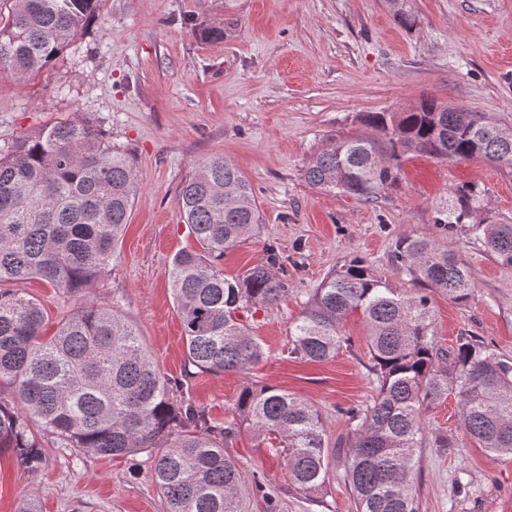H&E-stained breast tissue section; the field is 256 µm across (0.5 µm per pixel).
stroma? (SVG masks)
<instances>
[{"label":"stroma","mask_w":512,"mask_h":512,"mask_svg":"<svg viewBox=\"0 0 512 512\" xmlns=\"http://www.w3.org/2000/svg\"><path fill=\"white\" fill-rule=\"evenodd\" d=\"M409 6L416 21L406 28L387 0H103L99 17L39 74L0 75V146L76 117L129 151L138 196L116 261L84 299L115 303L169 378L186 377L188 363L168 269L175 253L198 247L180 214V184L196 161L213 155L230 159L251 184L263 222L225 254L224 273L264 263L273 244L288 259L290 291L250 320L265 351L253 370L187 377L192 400L214 424L232 418L244 387L274 386L318 409L337 442L344 409L364 407L376 394L365 319L355 312L343 321L346 342L322 363L290 355L291 325L310 292L354 257L390 287L415 293L417 282L391 264L403 236L436 241L473 272L469 303L431 296L438 344L449 349L469 334L512 357V267L436 222L452 188L474 183L485 191L489 217L512 224V166L412 151L398 181L371 201L319 191L303 176L332 139L369 134L366 113L403 112L425 95L512 120V0ZM196 25L226 33L203 40L191 32ZM19 287L42 305L46 333L73 311L41 280ZM226 450L281 501V512H355L342 459H330L315 504L291 484L285 458L248 429ZM45 454L30 471L0 450V512H17L26 494L41 512H165L149 454L84 456L50 444ZM413 490L420 512H512V458L471 444L425 448Z\"/></svg>","instance_id":"obj_1"}]
</instances>
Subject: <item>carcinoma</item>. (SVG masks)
I'll list each match as a JSON object with an SVG mask.
<instances>
[{"label":"carcinoma","instance_id":"1","mask_svg":"<svg viewBox=\"0 0 512 512\" xmlns=\"http://www.w3.org/2000/svg\"><path fill=\"white\" fill-rule=\"evenodd\" d=\"M0 74L37 75L98 14L101 0H0ZM379 133L330 141L304 169L313 188L369 201L399 175L410 149L436 158L482 157L512 165V122L424 97L407 112H370ZM137 195L130 156L96 126L61 119L0 147V448L36 470L43 441L87 456L154 457L166 512H238L247 479L224 444L244 424L285 455L288 477L310 501L328 476V428L316 408L272 386H247L234 416L219 426L166 377L136 330L110 304L81 305L42 334L36 300L3 284L40 278L68 301L95 287L116 259ZM178 201L199 249L169 267L189 365L200 372L246 373L264 358L248 314L288 296L278 248L264 264L228 278L219 262L262 223L250 183L222 156L194 164ZM482 190L453 188L436 223L463 226L501 264L512 266V224L484 214ZM392 265L426 292L407 295L354 258L331 271L292 323L291 353L322 362L346 342L341 321L362 311L377 393L344 411L345 479L356 512H418L412 494L420 448H458L474 440L512 456V358L468 336L450 350L433 335L428 292L467 303L475 284L468 263L433 240L404 236ZM454 397L461 441L428 436L423 406Z\"/></svg>","mask_w":512,"mask_h":512}]
</instances>
